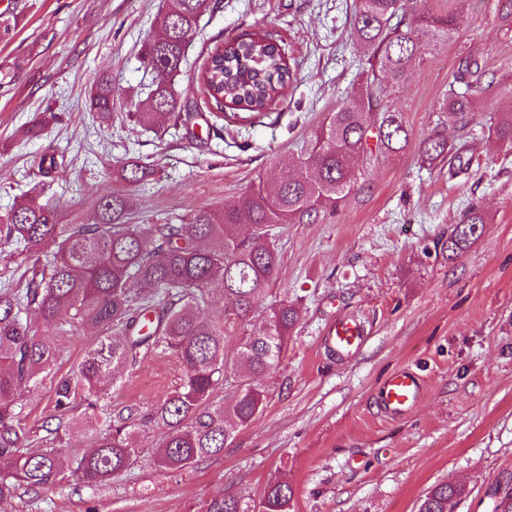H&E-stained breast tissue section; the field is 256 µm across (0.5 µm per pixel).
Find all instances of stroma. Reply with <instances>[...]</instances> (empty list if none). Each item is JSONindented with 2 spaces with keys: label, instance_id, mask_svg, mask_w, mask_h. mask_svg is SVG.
Wrapping results in <instances>:
<instances>
[{
  "label": "stroma",
  "instance_id": "obj_1",
  "mask_svg": "<svg viewBox=\"0 0 512 512\" xmlns=\"http://www.w3.org/2000/svg\"><path fill=\"white\" fill-rule=\"evenodd\" d=\"M164 0H0V14L19 24L0 39V214L36 181L44 154L62 155L45 201L64 224H90L95 204L116 190L112 166L129 156L157 167L154 180L128 189L133 224H178L202 206L235 203L261 176L272 153L297 152L327 112L342 102L364 63L351 26L353 0H220L206 14L175 89L201 105L197 75L207 53L245 33L270 32L284 47L294 81L263 113L224 110L222 136L171 127L158 133L130 122L129 101L153 80L141 64ZM456 16L454 41L425 50L424 62L390 103L410 131L404 150L357 163L359 189L321 224L275 230L280 266L248 320L228 325L226 352L286 297L301 319L288 352L265 377L268 403L223 454L183 470H163L153 455L163 438L138 437L131 469L89 488L71 477L21 492L0 512H205L217 496L255 506L266 484L288 481L291 512H417L425 490L464 482L469 490L451 512H496L491 490L512 477V149L488 126L512 89V24L500 0H424ZM474 52L495 76L484 111L470 126L467 170L427 167L419 144L432 133L458 131L439 104L460 53ZM111 71L110 120L84 109L87 88ZM63 113L39 138L28 127L46 110ZM488 221L457 259L448 232L471 203ZM368 332L348 359L326 348L325 332L340 316ZM59 356L38 391H20L22 423L37 446L64 461L90 441L80 430L49 435L55 425L53 384L73 372L96 338L58 333ZM410 368L424 394L406 415L388 419L375 405L378 386ZM176 354L150 357L111 390L113 409L153 404L179 384Z\"/></svg>",
  "mask_w": 512,
  "mask_h": 512
}]
</instances>
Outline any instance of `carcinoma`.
Wrapping results in <instances>:
<instances>
[{
  "mask_svg": "<svg viewBox=\"0 0 512 512\" xmlns=\"http://www.w3.org/2000/svg\"><path fill=\"white\" fill-rule=\"evenodd\" d=\"M217 0H166L155 31L144 42L141 60L155 74L146 97L132 102L129 117L138 125L161 128L189 125L191 106L174 92L173 80L186 63L203 15ZM352 25L365 49L358 83L336 110L329 112L305 140L297 156L274 153L270 165L291 174L253 182L232 206L202 207L185 224H129V200L120 190L98 201L93 224H61L54 207L24 192L0 216V249L20 248L25 256L21 286H0V501L18 489L62 483L67 474L99 486L128 470L136 460L137 430L164 431L153 461L164 470H181L220 455L238 431L263 411L267 392L259 379L273 371L300 320L296 303L284 297L240 337L229 356L227 325L248 316L275 275L280 257L272 231L281 224H315L333 216L356 189L352 161L371 162L373 150L397 153L408 143L402 114L389 105L396 89L423 63L422 48L455 37L451 16L436 17L422 0H354ZM294 80L284 48L271 33H245L211 51L198 84L215 112L213 131L224 130V106L262 112ZM494 83L483 61L471 52L459 56L454 85L439 111L467 128L479 111V96ZM85 107L112 117V73L104 72L85 95ZM61 120L48 112L28 128L38 137ZM491 134L512 148V91ZM469 141L440 134L420 144L422 160L446 164L451 174L469 166ZM157 174L139 159L117 162L113 175L133 185ZM485 217L471 205L448 232L452 260L480 236ZM230 302L224 319L202 316L214 293ZM57 328L95 330L104 340L90 348L77 370L60 377L54 388L58 434L69 429L78 392L104 419L94 428L91 451L70 468L53 448H31L15 402L18 389L34 392L57 358L58 348L38 333L36 323ZM170 351L183 374L178 386L156 404L108 409L111 387L122 381L145 353ZM231 387L234 398L217 401ZM469 494L462 483H439L421 499L419 512H448V503ZM294 491L286 481L269 483L259 512H290ZM206 512H247L232 496L211 500Z\"/></svg>",
  "mask_w": 512,
  "mask_h": 512,
  "instance_id": "1",
  "label": "carcinoma"
}]
</instances>
